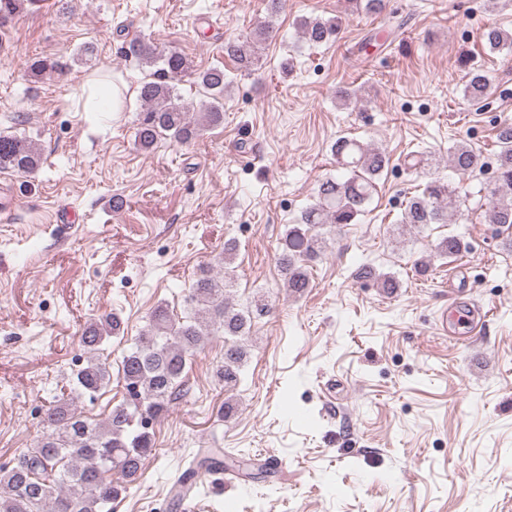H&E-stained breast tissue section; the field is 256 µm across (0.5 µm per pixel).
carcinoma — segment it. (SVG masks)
Segmentation results:
<instances>
[{
	"label": "carcinoma",
	"mask_w": 512,
	"mask_h": 512,
	"mask_svg": "<svg viewBox=\"0 0 512 512\" xmlns=\"http://www.w3.org/2000/svg\"><path fill=\"white\" fill-rule=\"evenodd\" d=\"M29 0H0V23L26 9ZM306 42L319 45L337 34L338 21L318 18L300 24ZM273 27L264 24L251 35L224 43V54L239 68L250 70L259 60L262 45ZM483 38L492 51L512 48V34L496 27ZM125 55L143 68H156L141 84L142 110L136 139L150 149L161 139L186 144L202 132L224 123V70L194 68L177 50L160 51L151 43L134 38ZM66 65L37 59L29 67V77L39 81L61 73ZM189 79L207 94L199 112L190 114L188 104L177 93V84ZM487 91L486 76L474 72L464 87V96L479 99ZM336 163L347 171L318 186L314 202L306 206L297 224L288 229L278 264L287 287L295 294L310 287L305 262L328 248L320 230L354 224L376 190L375 178L388 164L386 156L353 138H340L332 146ZM452 167L460 172L479 167L480 157L462 143L450 149ZM41 163V153L30 141L0 134V170L31 174ZM497 178L491 191L490 221L512 227V125L499 133ZM465 199L441 178L431 179L419 196L409 200L399 223L414 228L446 224L460 213ZM466 250L462 239L450 234L434 245L435 253L448 259ZM361 275L371 278L391 293L398 287L390 276L366 264ZM226 275L211 266L199 269L189 289L184 315H175L168 306L157 305L143 332L121 360L119 380L125 399L112 408L106 420L98 422L81 414L72 399L59 398L44 411L43 430L31 448L14 466L0 469V512H111L112 504L124 498L128 486L141 473L144 461L154 451L152 423L166 412L180 395L188 357L210 336L224 337V364L218 369L227 388L240 381L239 371L246 357L241 338L249 333L251 320L268 312L261 301L248 310L236 308L224 295ZM121 332L120 319L103 314L81 336L89 354L86 364L74 375L79 395L95 397L111 381L109 366L97 357L106 338ZM224 465V450L216 448L194 461L190 472H208Z\"/></svg>",
	"instance_id": "cac0c4a2"
}]
</instances>
